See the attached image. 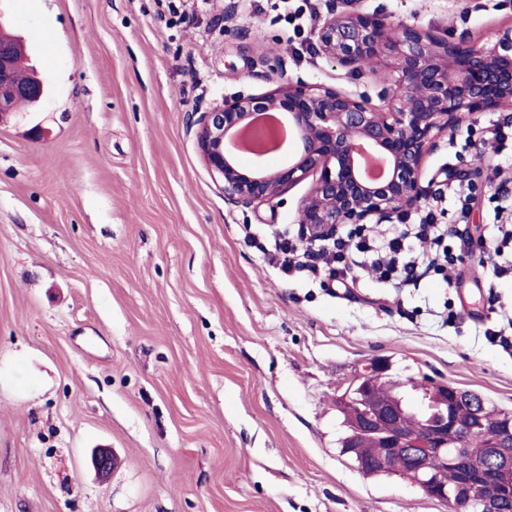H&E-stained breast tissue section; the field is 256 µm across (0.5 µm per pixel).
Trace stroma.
<instances>
[{
	"mask_svg": "<svg viewBox=\"0 0 512 512\" xmlns=\"http://www.w3.org/2000/svg\"><path fill=\"white\" fill-rule=\"evenodd\" d=\"M309 1L478 44L512 26V0H206L181 23L161 0H0V22L44 32L28 55L48 84L0 123V512H448L361 472L337 396L381 359L411 407L431 378L512 413V351L486 337L512 327V271L489 257L512 104L425 162L429 207L482 244L448 238L450 287L285 278L247 236L295 238L307 183L237 206L200 159L194 122L225 97L301 79L385 105L383 75L287 22ZM461 159L491 175L466 224L443 174Z\"/></svg>",
	"mask_w": 512,
	"mask_h": 512,
	"instance_id": "1",
	"label": "stroma"
}]
</instances>
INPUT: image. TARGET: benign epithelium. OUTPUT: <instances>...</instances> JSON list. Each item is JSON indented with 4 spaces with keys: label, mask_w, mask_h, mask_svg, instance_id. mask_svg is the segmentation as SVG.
<instances>
[{
    "label": "benign epithelium",
    "mask_w": 512,
    "mask_h": 512,
    "mask_svg": "<svg viewBox=\"0 0 512 512\" xmlns=\"http://www.w3.org/2000/svg\"><path fill=\"white\" fill-rule=\"evenodd\" d=\"M25 47L18 36L0 38V112H12L19 97L41 100L44 83L14 82L15 56ZM512 28L482 45L435 37L417 28L392 30L355 10H330L317 26V53L350 72L373 64L391 85V108L382 112L363 94L321 83L290 81L264 94L224 98L199 116L200 157L218 178L224 199L275 207L290 188L310 178L298 205L302 242L333 239L342 225L361 231L367 224H392L418 210L431 195L422 184L426 156L442 136L453 146L465 116L492 111L512 101ZM274 113L288 128L292 151L278 167L241 163L236 141L256 116ZM378 158L385 174L371 179L366 163ZM448 190L458 194L461 219L469 220L472 201L486 177L465 160L444 171ZM386 362L376 360L338 397L355 424L343 452L360 470H399L428 497L451 512H499L512 500V417H502L496 433L484 435L485 400L447 383L424 387L420 412L404 398L383 395ZM468 408L464 418L461 407ZM375 438L382 452L358 454V437ZM478 437L482 447L471 439ZM454 471L457 480L445 478Z\"/></svg>",
    "instance_id": "obj_1"
}]
</instances>
